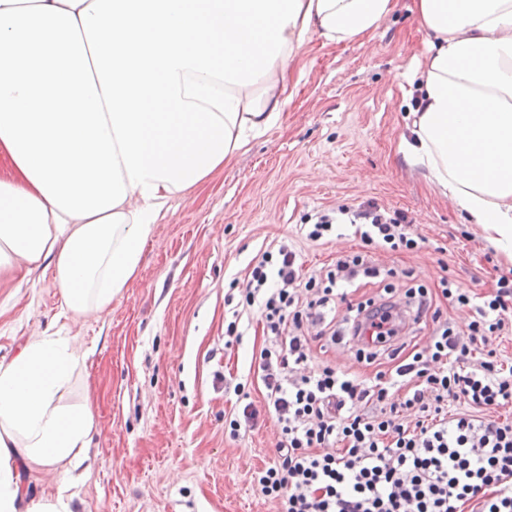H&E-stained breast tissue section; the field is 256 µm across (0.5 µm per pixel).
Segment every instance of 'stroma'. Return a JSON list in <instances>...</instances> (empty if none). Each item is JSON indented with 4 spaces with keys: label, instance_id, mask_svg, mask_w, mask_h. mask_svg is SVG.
Returning <instances> with one entry per match:
<instances>
[{
    "label": "stroma",
    "instance_id": "35a3bbf8",
    "mask_svg": "<svg viewBox=\"0 0 512 512\" xmlns=\"http://www.w3.org/2000/svg\"><path fill=\"white\" fill-rule=\"evenodd\" d=\"M393 4L354 41L311 37L286 75L294 95L280 125L172 201L143 246L136 277L104 311L64 315L52 270L0 275V360L47 330L72 336L83 355L73 389L91 394L99 429L90 470L72 490L74 512H278L251 481L274 458L279 438L251 375L263 322L251 313L242 340L227 343L232 316L224 297L244 290L251 259L280 243L293 246L307 277L360 251L347 230L323 243L306 240L310 215L368 201L406 212L424 248L374 256L397 271L399 302L403 270L432 290L446 277L475 293L512 273V262L463 224L456 206L397 151L426 31L418 0ZM356 352L326 338L312 344L314 362L363 377L392 366L388 355L370 364ZM239 382L261 414L232 439L224 419L243 406L233 391Z\"/></svg>",
    "mask_w": 512,
    "mask_h": 512
}]
</instances>
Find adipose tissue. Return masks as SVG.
<instances>
[{
    "mask_svg": "<svg viewBox=\"0 0 512 512\" xmlns=\"http://www.w3.org/2000/svg\"><path fill=\"white\" fill-rule=\"evenodd\" d=\"M0 0V270H53L104 310L171 202L278 127L310 35L355 40L392 0ZM428 38L399 151L512 260V0H419ZM68 337L0 361V512H73L97 417ZM58 477L26 497L22 466Z\"/></svg>",
    "mask_w": 512,
    "mask_h": 512,
    "instance_id": "obj_1",
    "label": "adipose tissue"
}]
</instances>
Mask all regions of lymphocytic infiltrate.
Listing matches in <instances>:
<instances>
[{
    "label": "lymphocytic infiltrate",
    "mask_w": 512,
    "mask_h": 512,
    "mask_svg": "<svg viewBox=\"0 0 512 512\" xmlns=\"http://www.w3.org/2000/svg\"><path fill=\"white\" fill-rule=\"evenodd\" d=\"M348 221L360 252L337 259L325 280L302 278L288 245L264 251L250 263L239 308L226 333L241 339L244 313H259L267 344L257 376L265 408L280 429L274 460L252 474L257 490L277 501L280 512H512V424L485 418L512 402V376L496 360L472 361L476 344L512 329V277L500 276L492 293L478 295L441 279L439 293L426 286L405 291L407 309L393 300L392 270L376 265L378 249L415 253L406 213L370 201L319 212L305 225L312 242L325 240ZM379 299L336 303L371 283ZM445 299L468 309L469 334L460 337L436 305ZM431 317L427 343L391 372L363 378L328 365L310 367L313 335L344 329L373 361L405 324ZM456 413H449V405Z\"/></svg>",
    "instance_id": "lymphocytic-infiltrate-1"
}]
</instances>
